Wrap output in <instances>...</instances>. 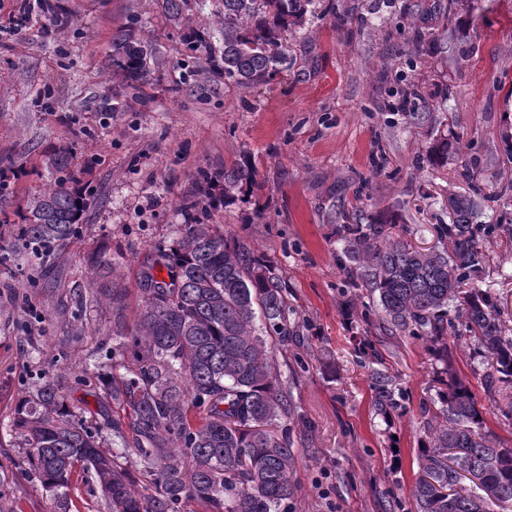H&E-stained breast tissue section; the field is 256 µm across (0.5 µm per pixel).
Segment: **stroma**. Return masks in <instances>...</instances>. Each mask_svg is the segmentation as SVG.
Here are the masks:
<instances>
[{
  "label": "stroma",
  "mask_w": 512,
  "mask_h": 512,
  "mask_svg": "<svg viewBox=\"0 0 512 512\" xmlns=\"http://www.w3.org/2000/svg\"><path fill=\"white\" fill-rule=\"evenodd\" d=\"M188 4L189 17L207 21L198 47L162 0H0V501L52 512L11 429L16 406L49 378L76 414L111 410L102 383L134 365L115 335L134 328L140 270L201 221L249 239L286 288L294 334L275 362L295 405L277 427L297 456L289 512H389L394 498L412 512L441 364L423 340L367 323L372 299L346 291L333 229L356 213L438 248L449 198L512 179V0H476L449 21L448 0H311L286 34L288 70L250 90L210 73L211 53L224 47L222 0ZM414 17L427 32L420 48L409 41ZM127 27L162 61L141 102L105 67ZM416 86L443 94L390 110ZM443 135L460 150L436 168L426 155ZM57 147L95 204L45 261L12 243L30 196L56 176L48 156ZM243 158L262 192L208 202L203 179L223 181L225 165ZM479 221L499 230L477 283L512 329V205L486 203ZM112 283L124 290L120 303L92 300ZM448 352L488 427L512 445V415L491 407L466 337H449ZM379 374L398 403L386 419L374 407Z\"/></svg>",
  "instance_id": "1"
}]
</instances>
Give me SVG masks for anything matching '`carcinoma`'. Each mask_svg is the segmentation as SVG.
Returning a JSON list of instances; mask_svg holds the SVG:
<instances>
[{
    "instance_id": "obj_1",
    "label": "carcinoma",
    "mask_w": 512,
    "mask_h": 512,
    "mask_svg": "<svg viewBox=\"0 0 512 512\" xmlns=\"http://www.w3.org/2000/svg\"><path fill=\"white\" fill-rule=\"evenodd\" d=\"M309 0H224V49L212 57V72L243 88L267 82L288 68L284 34L298 23ZM155 52L135 30L112 36V59L123 86L149 84ZM429 161L448 162V139L435 141ZM50 165L60 173L35 193L22 215L24 248L43 258L73 236L91 206V195L70 173L71 158L54 150ZM247 161L224 168L219 194L263 190ZM472 194L451 200L454 218L437 227L442 248L423 250L393 224H337L348 260L346 287L369 291L380 308L379 327L388 336L428 342L444 362L417 451L413 487L416 512H490L489 503L512 504V446L485 430L483 411L448 359V336L457 334L449 318L456 307L480 358L489 396L512 386V334L498 302L487 292L466 287L487 264L485 241L495 224H477ZM169 280H158L155 264L141 271L142 310L131 333L137 366L104 387L112 403L129 409L134 445L126 447L122 421L98 416L75 419L59 385L44 381L15 409L13 427L23 436L32 475L50 493L54 512H72L73 476L93 477L106 512H284L294 496L297 457L288 436L274 426L294 415L287 389L273 362L274 350L288 343L290 309L277 266L257 254L244 238H227L211 224H188L161 253ZM378 414L396 407L391 380L376 386ZM204 408L196 421L192 411ZM109 430L123 448L103 449ZM143 462L149 484L138 490L127 458ZM452 494H447V490Z\"/></svg>"
}]
</instances>
